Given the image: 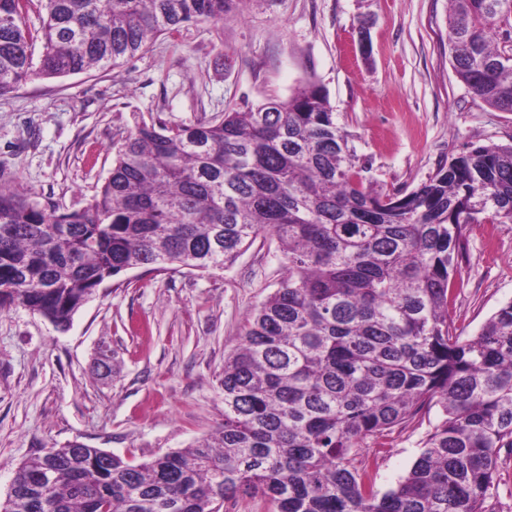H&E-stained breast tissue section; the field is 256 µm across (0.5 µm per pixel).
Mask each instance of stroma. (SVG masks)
<instances>
[{
  "label": "stroma",
  "mask_w": 512,
  "mask_h": 512,
  "mask_svg": "<svg viewBox=\"0 0 512 512\" xmlns=\"http://www.w3.org/2000/svg\"><path fill=\"white\" fill-rule=\"evenodd\" d=\"M448 0H238L218 21L160 36L111 70L35 78L0 96V185L82 207L136 122L194 124L314 82L375 191L408 192L473 144H512L499 112L457 78ZM282 277L274 239L214 272L140 267L106 281L66 331L0 312V500L14 468L77 441L133 464L185 448L224 420V357ZM512 301V223L469 225L449 311L476 334ZM113 357V376L93 366ZM398 428L360 458L376 488L407 474L427 428Z\"/></svg>",
  "instance_id": "1"
}]
</instances>
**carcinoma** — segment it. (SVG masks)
I'll return each mask as SVG.
<instances>
[{
  "label": "carcinoma",
  "instance_id": "carcinoma-1",
  "mask_svg": "<svg viewBox=\"0 0 512 512\" xmlns=\"http://www.w3.org/2000/svg\"><path fill=\"white\" fill-rule=\"evenodd\" d=\"M0 0V95L111 68L235 0ZM458 79L512 112V0H448ZM41 42L39 63L34 43ZM350 135L311 83L193 125L136 123L86 206L60 212L0 187V310L65 329L107 279L209 270L274 237L284 275L224 358V423L131 464L72 442L23 460L6 512H497L512 451V301L471 337L448 309L467 226L512 223V144L470 146L408 193L366 183ZM438 407L385 491L356 465L367 439ZM495 492L499 509L502 512H512V455L505 449L501 450Z\"/></svg>",
  "mask_w": 512,
  "mask_h": 512
}]
</instances>
